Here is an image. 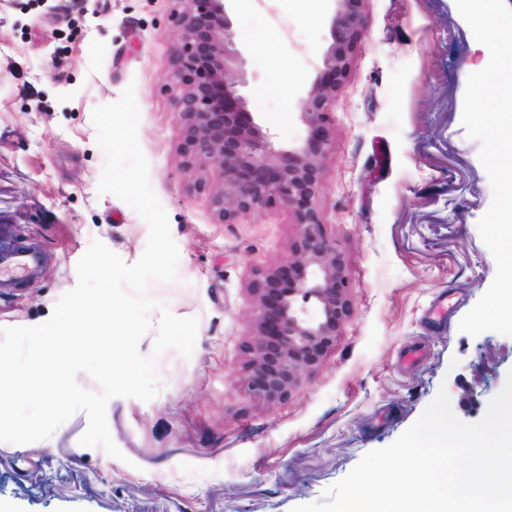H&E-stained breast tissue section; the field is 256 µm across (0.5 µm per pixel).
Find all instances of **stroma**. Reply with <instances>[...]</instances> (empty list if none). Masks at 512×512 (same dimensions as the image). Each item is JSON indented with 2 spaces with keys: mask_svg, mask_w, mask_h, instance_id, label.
Masks as SVG:
<instances>
[{
  "mask_svg": "<svg viewBox=\"0 0 512 512\" xmlns=\"http://www.w3.org/2000/svg\"><path fill=\"white\" fill-rule=\"evenodd\" d=\"M365 35L331 106L318 205L352 283V314L299 387L249 395L253 275L291 256V211L227 224L218 171L189 165L176 122L171 0H0V246L31 241L37 273L0 290V327L46 321L92 241L128 264L148 226L99 194L95 107L134 86L138 140L178 247V278L148 293L198 321L191 356L157 361L159 392L109 400L122 453L85 447L77 412L47 439L0 442V512H292L319 502L369 451L415 423L439 389L473 422L512 370V337L470 336L461 318L496 263L478 221L492 201L462 125L468 76L485 66L455 0H364ZM332 0H234L250 111L294 146L302 101L330 40ZM294 77L277 84L281 68ZM448 316L432 319L437 300Z\"/></svg>",
  "mask_w": 512,
  "mask_h": 512,
  "instance_id": "obj_1",
  "label": "stroma"
}]
</instances>
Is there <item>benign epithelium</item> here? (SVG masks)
<instances>
[{
    "label": "benign epithelium",
    "mask_w": 512,
    "mask_h": 512,
    "mask_svg": "<svg viewBox=\"0 0 512 512\" xmlns=\"http://www.w3.org/2000/svg\"><path fill=\"white\" fill-rule=\"evenodd\" d=\"M179 30L173 67L176 122L187 162L212 165L222 188L214 196L226 224L272 205L290 210L298 227L294 255L258 273L248 392L274 402L317 366L351 314L350 281L336 245L324 233L317 204L321 159L331 136V102L365 33L362 0H332L330 43L302 102L304 137L275 145L247 109L233 76L240 63L230 48L231 0H172Z\"/></svg>",
    "instance_id": "obj_1"
}]
</instances>
